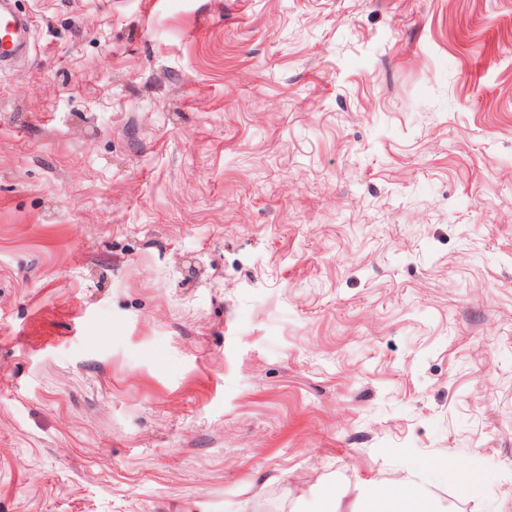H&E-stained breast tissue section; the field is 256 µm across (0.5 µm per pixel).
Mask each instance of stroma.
<instances>
[{
  "mask_svg": "<svg viewBox=\"0 0 512 512\" xmlns=\"http://www.w3.org/2000/svg\"><path fill=\"white\" fill-rule=\"evenodd\" d=\"M18 3L0 512H512V0ZM448 476L454 480L460 493L464 496H475L482 490L484 477L474 470H460L448 466ZM414 494L407 485L395 486L388 490L374 487L359 488L351 500L347 512H396L395 504L412 500Z\"/></svg>",
  "mask_w": 512,
  "mask_h": 512,
  "instance_id": "1",
  "label": "stroma"
}]
</instances>
